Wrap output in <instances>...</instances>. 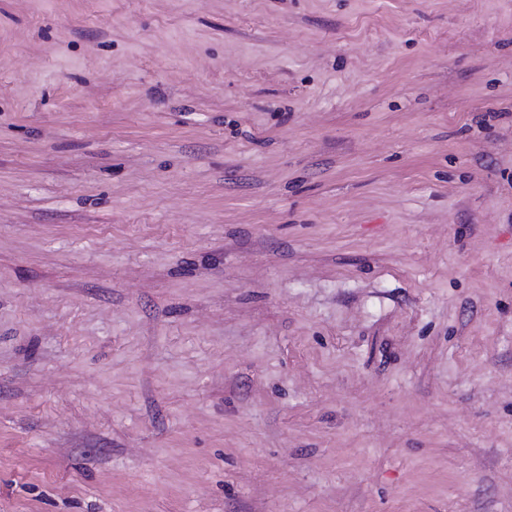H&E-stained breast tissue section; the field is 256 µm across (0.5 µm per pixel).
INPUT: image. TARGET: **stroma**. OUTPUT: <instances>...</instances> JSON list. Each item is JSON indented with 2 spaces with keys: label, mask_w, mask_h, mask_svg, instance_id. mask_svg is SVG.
<instances>
[{
  "label": "stroma",
  "mask_w": 512,
  "mask_h": 512,
  "mask_svg": "<svg viewBox=\"0 0 512 512\" xmlns=\"http://www.w3.org/2000/svg\"><path fill=\"white\" fill-rule=\"evenodd\" d=\"M0 512H512V0H0Z\"/></svg>",
  "instance_id": "35a3bbf8"
}]
</instances>
